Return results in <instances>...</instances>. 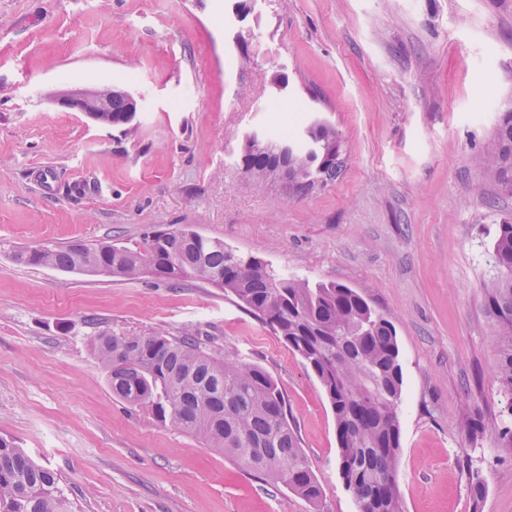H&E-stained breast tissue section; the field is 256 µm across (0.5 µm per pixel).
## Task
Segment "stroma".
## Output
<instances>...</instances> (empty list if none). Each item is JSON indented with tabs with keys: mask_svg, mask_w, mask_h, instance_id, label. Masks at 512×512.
<instances>
[{
	"mask_svg": "<svg viewBox=\"0 0 512 512\" xmlns=\"http://www.w3.org/2000/svg\"><path fill=\"white\" fill-rule=\"evenodd\" d=\"M235 2L0 0V437L56 471L75 512H357L319 381L231 295L12 258L186 227L388 314L404 512H512V413L481 305L512 194L480 163L512 107V0ZM278 72L279 124L301 109L341 141L338 175L305 195L237 166ZM106 84L139 98L136 135L51 99ZM190 327L278 382L320 505L113 397L92 336Z\"/></svg>",
	"mask_w": 512,
	"mask_h": 512,
	"instance_id": "1",
	"label": "stroma"
}]
</instances>
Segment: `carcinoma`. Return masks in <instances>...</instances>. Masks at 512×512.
<instances>
[{
  "instance_id": "obj_1",
  "label": "carcinoma",
  "mask_w": 512,
  "mask_h": 512,
  "mask_svg": "<svg viewBox=\"0 0 512 512\" xmlns=\"http://www.w3.org/2000/svg\"><path fill=\"white\" fill-rule=\"evenodd\" d=\"M126 107L123 96L112 97V125L124 124ZM278 145L270 136L265 147L240 157L242 174L259 180ZM481 163L512 193L511 110L499 115ZM334 177L336 164L310 165L296 192ZM13 259L67 272L152 277L172 286L198 280L234 296L316 375L336 421L339 471L359 512H403L397 475L404 380L396 329L356 290L263 270L260 257L234 253L224 241L185 228L156 230L136 247L108 241L44 245L33 256L17 250ZM492 262L495 275L484 288L482 308L495 329L494 382L512 413L511 222L497 226ZM91 349L114 397L318 505L322 490L288 422L284 394L261 366L210 352L192 328L179 336L101 333ZM59 483L53 470L0 438V512H72ZM469 489L480 504L486 491L481 473H469Z\"/></svg>"
}]
</instances>
